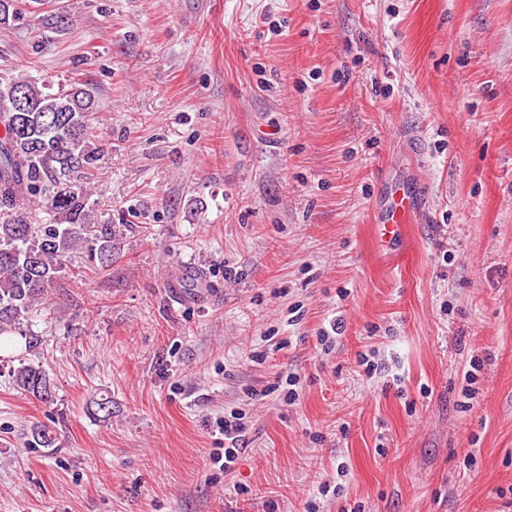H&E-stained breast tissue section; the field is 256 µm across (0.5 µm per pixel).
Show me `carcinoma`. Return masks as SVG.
<instances>
[{
  "mask_svg": "<svg viewBox=\"0 0 512 512\" xmlns=\"http://www.w3.org/2000/svg\"><path fill=\"white\" fill-rule=\"evenodd\" d=\"M16 0H0V31L20 20ZM23 92L34 107L16 111ZM95 96L87 84H54L20 75L0 81V337H28L34 351L39 336L29 329L71 255L87 250L104 264L112 260V225L97 223L87 188L79 184L95 167L90 142ZM44 210V224H29L23 212ZM11 370L16 390L53 402L55 384L45 368L17 358ZM29 444L51 448L54 436L36 422Z\"/></svg>",
  "mask_w": 512,
  "mask_h": 512,
  "instance_id": "cac0c4a2",
  "label": "carcinoma"
}]
</instances>
